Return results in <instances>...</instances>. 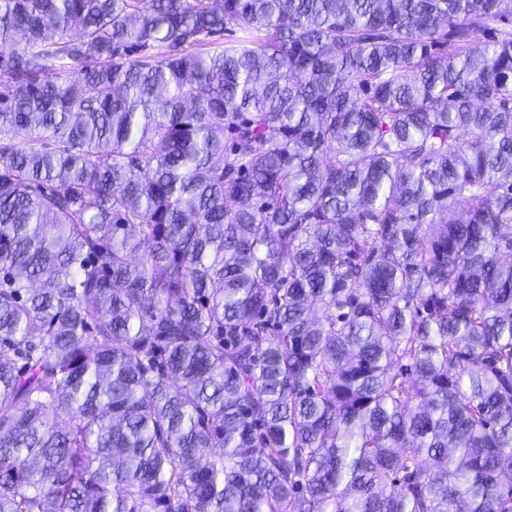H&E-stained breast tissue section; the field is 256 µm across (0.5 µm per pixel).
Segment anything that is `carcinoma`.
I'll list each match as a JSON object with an SVG mask.
<instances>
[{
	"label": "carcinoma",
	"mask_w": 512,
	"mask_h": 512,
	"mask_svg": "<svg viewBox=\"0 0 512 512\" xmlns=\"http://www.w3.org/2000/svg\"><path fill=\"white\" fill-rule=\"evenodd\" d=\"M507 475L512 0H0V512Z\"/></svg>",
	"instance_id": "carcinoma-1"
}]
</instances>
